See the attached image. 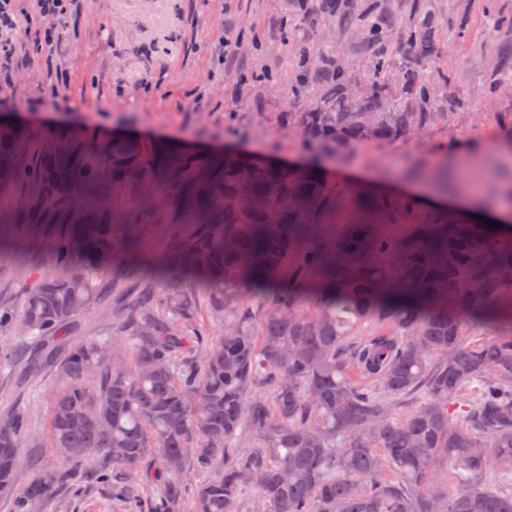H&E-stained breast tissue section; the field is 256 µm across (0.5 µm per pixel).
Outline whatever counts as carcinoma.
Wrapping results in <instances>:
<instances>
[{
	"label": "carcinoma",
	"mask_w": 512,
	"mask_h": 512,
	"mask_svg": "<svg viewBox=\"0 0 512 512\" xmlns=\"http://www.w3.org/2000/svg\"><path fill=\"white\" fill-rule=\"evenodd\" d=\"M291 112H258L329 155L428 131L467 106L448 95L440 55L454 23L437 0H272ZM224 25V55L265 50ZM512 52L494 53L483 94L497 96ZM24 132L0 121V184L25 179L33 208L77 209L48 226L51 269L3 321L29 338L21 372L53 370V459L32 465L30 421L0 411V492L11 512H42L88 471L138 512L136 482L161 487L153 512H181L188 471L208 474L193 512H512V230L434 213L398 238L350 224L334 240L314 224L353 207L414 210L406 198L351 194L325 174L227 153L223 165L112 139L94 166L49 153L16 166ZM176 189L179 233L153 267L155 287L112 310L129 360L112 338L72 342L111 264L137 251L139 215L163 199L158 166ZM369 331L357 344L354 338ZM483 338L471 339L475 333ZM375 379L371 390L354 373ZM480 384L473 399L461 397ZM418 395L409 411L398 400ZM252 451L234 455L238 433ZM34 472L14 487L22 464ZM455 470L450 492L435 481ZM385 470L399 475L379 480Z\"/></svg>",
	"instance_id": "carcinoma-1"
}]
</instances>
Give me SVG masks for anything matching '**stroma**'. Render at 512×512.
Returning a JSON list of instances; mask_svg holds the SVG:
<instances>
[{"label": "stroma", "mask_w": 512, "mask_h": 512, "mask_svg": "<svg viewBox=\"0 0 512 512\" xmlns=\"http://www.w3.org/2000/svg\"><path fill=\"white\" fill-rule=\"evenodd\" d=\"M471 22L448 39L449 92L464 93L480 122L451 117L442 134L427 133L403 141L365 143L339 156L307 145L299 132L258 122L253 100L263 95L266 109H285L280 92L256 84H225L224 71L284 70L279 55L219 57L225 20L276 40L278 21L269 0H81L72 21L57 29L51 47L36 48L38 23L13 35L16 69L11 87L0 88V112H9L24 129L25 147L17 163L35 168L41 153L60 147L88 159L112 138L130 137L156 149L170 147L215 161L225 152L247 150L283 163L319 162L330 183L342 190L358 187L417 199L412 214L395 210L376 214L371 226L382 235L409 233L437 209L457 210L459 186L489 182L478 203L488 217L512 214V127L497 115L512 113V93L488 100L482 88L488 59L512 35L498 31L493 12L512 10V0H491L484 12L466 0ZM178 222L173 204L141 215L135 235L137 265L115 266L109 274L115 292L139 288L150 276L149 262L161 251ZM0 247V308L18 309L33 284L27 270L46 267L47 244L12 227ZM58 380L45 372L21 379L18 370H0V408L28 410L37 435L30 456H45L48 399ZM43 512H121L110 487L85 484L80 494L61 491Z\"/></svg>", "instance_id": "obj_1"}]
</instances>
